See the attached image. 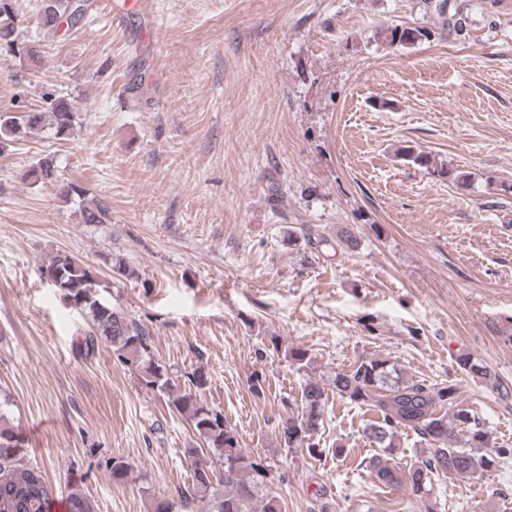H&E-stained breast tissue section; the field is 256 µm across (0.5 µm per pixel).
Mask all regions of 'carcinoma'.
Segmentation results:
<instances>
[{
	"label": "carcinoma",
	"instance_id": "1",
	"mask_svg": "<svg viewBox=\"0 0 512 512\" xmlns=\"http://www.w3.org/2000/svg\"><path fill=\"white\" fill-rule=\"evenodd\" d=\"M427 8L442 18V30L462 32L466 20L448 14V0H425ZM90 0H43L38 13V26L47 39L68 32L83 19ZM15 7L9 0H0V45L15 47L19 41ZM392 43L413 44L429 41L435 31L427 26H390L381 31ZM78 123V113L64 96L50 99L48 108L0 113V155L8 152L32 130L49 126L54 136L67 139ZM401 159L418 165L434 176L464 183L466 175L437 165L431 156L410 147L398 150ZM33 182L59 185L65 199L86 195L85 188L61 179L54 158L45 156L29 169ZM80 223L108 224L110 209L95 199L79 208ZM48 284L76 310L86 315L89 331L85 338L88 349L98 341L112 345L119 361L130 368L141 384L167 398L172 411L188 421L202 447L217 456L224 467L218 472L199 457V449L188 448L191 459V483L178 491L177 499L150 495V512H282L281 497L268 488L271 484L270 465L246 453L240 446L237 430L224 420V414L202 399L208 385V375L197 369L181 385L168 370L155 361L150 331L137 319L102 301L94 291L95 278L90 265L79 258L58 252L50 258L42 272ZM272 350L283 352L284 358L304 374L300 404L282 402L288 417L283 421L280 441L288 449H306L318 457L325 452L315 435L324 425V413L329 393L340 400L365 407L372 419L363 428L364 436L380 451L369 460L371 472L381 488L408 485L424 500L433 490V481L440 476H467L477 471L488 472L512 457V448L494 445L490 433L476 421L471 411L459 403L457 384L450 381L427 384L404 377L398 365L380 356L365 358L349 369H341L323 379L313 372V359L308 350L299 346H280L278 338L270 337ZM459 370L491 388L504 401L512 399V387L496 373L481 365L470 354L456 358ZM249 390L257 401L267 397L266 375L258 370L247 379ZM465 432L459 443V432ZM413 433L428 445L426 454L408 467L394 461L399 448L400 433ZM26 448L16 430L5 419L4 404L0 403V512H51L53 504L63 500L66 512H93L88 498L78 488L65 498L47 480L38 466L25 462ZM112 480L124 482L131 473L129 464L114 457L109 461ZM263 498L262 508L255 507Z\"/></svg>",
	"mask_w": 512,
	"mask_h": 512
}]
</instances>
